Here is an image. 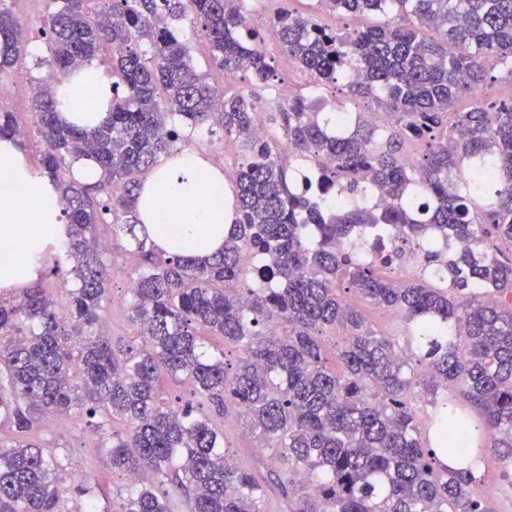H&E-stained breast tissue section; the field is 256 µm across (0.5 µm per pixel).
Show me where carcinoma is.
Listing matches in <instances>:
<instances>
[{"label":"carcinoma","mask_w":512,"mask_h":512,"mask_svg":"<svg viewBox=\"0 0 512 512\" xmlns=\"http://www.w3.org/2000/svg\"><path fill=\"white\" fill-rule=\"evenodd\" d=\"M52 2L51 64L68 76L109 51L112 103L87 130L59 120L53 86L32 100L68 231L50 273L72 286L64 318L52 288L0 293V512H173L170 485L190 512H270L271 485L286 512H491L473 467L442 457L492 455L512 476V95L473 97L512 77V0H312L379 19L344 30L278 7L280 50L314 84L282 101L219 96L177 26L195 17L218 68L266 87L277 74L250 0ZM0 34L1 73L28 43L5 0ZM339 83L365 111L325 109L317 90ZM186 127L242 147L224 250L196 259L155 248L136 206L140 175ZM79 158L95 182L70 176ZM112 224L136 260L139 343L108 331L98 243ZM395 235L410 248L389 247ZM408 257L416 274L397 282ZM346 293L398 313L403 335ZM200 328L238 349L236 367ZM338 332L336 372L324 341ZM164 376L191 398H161ZM74 411L130 477L117 508L67 481L58 445L25 440ZM230 415L268 450L260 464L229 457Z\"/></svg>","instance_id":"carcinoma-1"}]
</instances>
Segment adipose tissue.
Wrapping results in <instances>:
<instances>
[{
  "instance_id": "obj_1",
  "label": "adipose tissue",
  "mask_w": 512,
  "mask_h": 512,
  "mask_svg": "<svg viewBox=\"0 0 512 512\" xmlns=\"http://www.w3.org/2000/svg\"><path fill=\"white\" fill-rule=\"evenodd\" d=\"M95 85L100 96L92 109H84L81 94ZM62 120L91 129L107 116L112 100V77L89 62L56 87ZM23 187L32 193V204H23L14 192ZM230 195L224 170L201 153L184 149L162 160L144 180L137 209L150 238L160 250L194 258L215 253L230 232L223 212L214 211L205 192ZM55 187L29 165L14 140L0 139V291L9 292L30 283L43 265L46 247L61 240L64 224Z\"/></svg>"
}]
</instances>
